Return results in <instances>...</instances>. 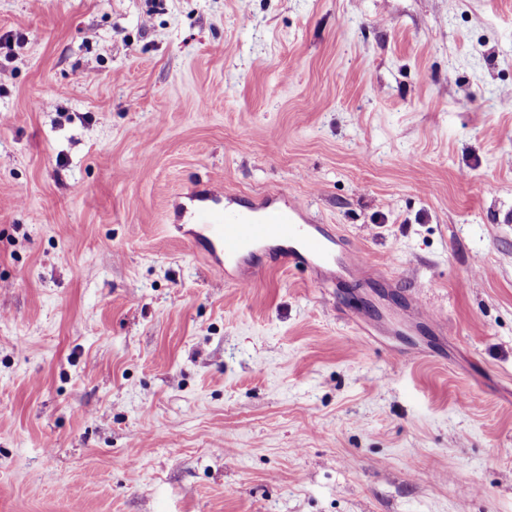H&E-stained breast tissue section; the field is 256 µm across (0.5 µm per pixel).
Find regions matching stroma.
<instances>
[{
  "instance_id": "1",
  "label": "stroma",
  "mask_w": 512,
  "mask_h": 512,
  "mask_svg": "<svg viewBox=\"0 0 512 512\" xmlns=\"http://www.w3.org/2000/svg\"><path fill=\"white\" fill-rule=\"evenodd\" d=\"M1 37L0 512H512V0H0ZM215 180L363 281L212 274L171 226Z\"/></svg>"
}]
</instances>
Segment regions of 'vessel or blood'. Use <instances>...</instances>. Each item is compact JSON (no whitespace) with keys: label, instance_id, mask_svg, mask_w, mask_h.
<instances>
[{"label":"vessel or blood","instance_id":"1","mask_svg":"<svg viewBox=\"0 0 512 512\" xmlns=\"http://www.w3.org/2000/svg\"><path fill=\"white\" fill-rule=\"evenodd\" d=\"M223 190L222 183H212L180 215L181 222L190 225L192 239L217 255L211 266L216 275H223L225 264L239 261L256 246L274 243L283 248L279 263L323 270L341 262L349 276L361 278L367 264L365 255L356 251L339 257L333 239L317 225L304 223V207L287 189H278L273 199L260 200L242 210L223 204Z\"/></svg>","mask_w":512,"mask_h":512}]
</instances>
